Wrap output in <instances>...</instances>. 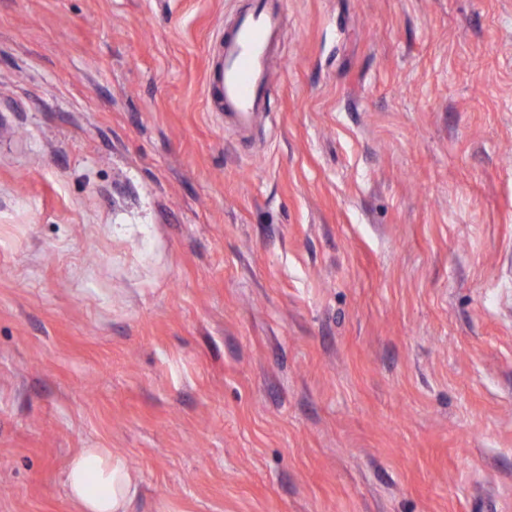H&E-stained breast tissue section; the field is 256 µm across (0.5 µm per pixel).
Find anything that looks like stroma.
Returning <instances> with one entry per match:
<instances>
[{"mask_svg": "<svg viewBox=\"0 0 512 512\" xmlns=\"http://www.w3.org/2000/svg\"><path fill=\"white\" fill-rule=\"evenodd\" d=\"M0 0V512H512V0ZM284 0H252L221 43V64L214 89L217 112L246 132L268 109L271 73L267 58L280 32ZM66 485L80 512H129L138 492L125 460L109 448H81L69 463Z\"/></svg>", "mask_w": 512, "mask_h": 512, "instance_id": "obj_1", "label": "stroma"}]
</instances>
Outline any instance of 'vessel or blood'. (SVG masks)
<instances>
[{"mask_svg":"<svg viewBox=\"0 0 512 512\" xmlns=\"http://www.w3.org/2000/svg\"><path fill=\"white\" fill-rule=\"evenodd\" d=\"M284 0H252L221 43V64L214 85L217 109L248 131L268 109L271 73L267 58L280 32Z\"/></svg>","mask_w":512,"mask_h":512,"instance_id":"vessel-or-blood-1","label":"vessel or blood"}]
</instances>
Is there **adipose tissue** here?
I'll return each instance as SVG.
<instances>
[{
  "instance_id": "1",
  "label": "adipose tissue",
  "mask_w": 512,
  "mask_h": 512,
  "mask_svg": "<svg viewBox=\"0 0 512 512\" xmlns=\"http://www.w3.org/2000/svg\"><path fill=\"white\" fill-rule=\"evenodd\" d=\"M66 484L80 512H129L137 481L124 459L108 448H83L67 469Z\"/></svg>"
}]
</instances>
